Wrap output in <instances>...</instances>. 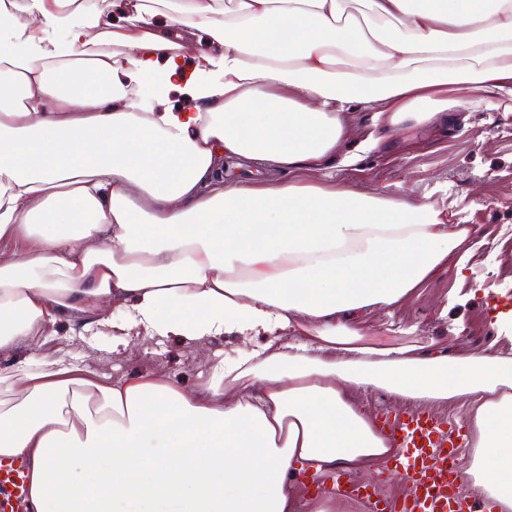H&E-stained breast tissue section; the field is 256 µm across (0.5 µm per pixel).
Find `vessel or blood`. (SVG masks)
Segmentation results:
<instances>
[{"label": "vessel or blood", "instance_id": "1", "mask_svg": "<svg viewBox=\"0 0 512 512\" xmlns=\"http://www.w3.org/2000/svg\"><path fill=\"white\" fill-rule=\"evenodd\" d=\"M381 422L397 448L385 477L407 485L404 497L383 496L377 483L355 481L338 472L306 475L309 492L357 499L369 512H494L488 500H475L460 487L459 466L466 444L462 426L426 410L388 411ZM0 512H30L25 457L0 455Z\"/></svg>", "mask_w": 512, "mask_h": 512}]
</instances>
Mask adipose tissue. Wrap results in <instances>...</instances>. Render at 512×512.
Masks as SVG:
<instances>
[{
  "label": "adipose tissue",
  "instance_id": "obj_1",
  "mask_svg": "<svg viewBox=\"0 0 512 512\" xmlns=\"http://www.w3.org/2000/svg\"><path fill=\"white\" fill-rule=\"evenodd\" d=\"M0 0V354L35 349L64 312L82 331L249 348L197 390L112 382L62 357L9 362L0 454L30 461L33 512H298V470H376L396 451L363 399L471 401L463 479L512 512V356L451 351L394 310L468 225L390 191L263 181L224 161L319 169L352 105L428 123L452 93L512 95V0ZM115 7V8H116ZM65 26L46 46L43 27Z\"/></svg>",
  "mask_w": 512,
  "mask_h": 512
}]
</instances>
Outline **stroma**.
Returning a JSON list of instances; mask_svg holds the SVG:
<instances>
[{
	"instance_id": "35a3bbf8",
	"label": "stroma",
	"mask_w": 512,
	"mask_h": 512,
	"mask_svg": "<svg viewBox=\"0 0 512 512\" xmlns=\"http://www.w3.org/2000/svg\"><path fill=\"white\" fill-rule=\"evenodd\" d=\"M373 116L363 105L349 115L344 150L354 154L352 164L298 171L295 180L331 181L366 195L388 189L436 203L472 226L477 245L465 277L452 264L439 269L396 311L372 313L371 327L413 326L452 350L507 348L489 322V304L502 296L512 307V100L464 99L444 117L406 130L377 128ZM371 135L377 145L362 149ZM78 330L75 319L61 314L39 355L74 359L104 380L161 373L188 390L241 345L228 335L202 346L133 335L116 352L110 335L82 336Z\"/></svg>"
}]
</instances>
